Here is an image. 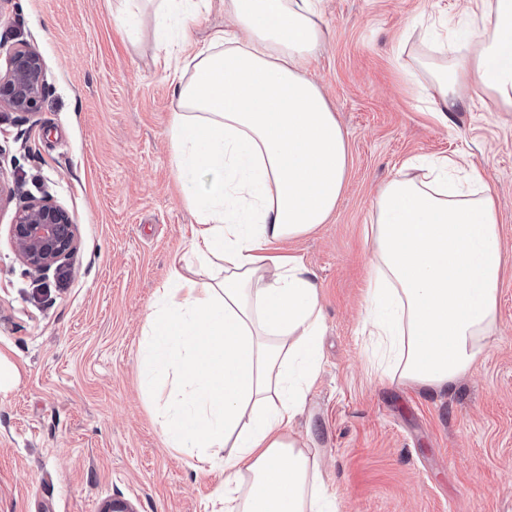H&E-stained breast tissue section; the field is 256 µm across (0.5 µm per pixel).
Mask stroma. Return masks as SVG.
<instances>
[{"mask_svg": "<svg viewBox=\"0 0 512 512\" xmlns=\"http://www.w3.org/2000/svg\"><path fill=\"white\" fill-rule=\"evenodd\" d=\"M118 0H7L0 43L42 56L32 113L0 107V174L17 199L49 196L79 228L64 285L18 261L0 210V512H219L224 461L169 448L140 354L158 288L197 227L170 143L176 57L223 28L217 0L159 48ZM326 40L306 72L346 137L343 192L325 224L279 243L311 272L324 318L322 365L293 430L336 492L337 512H512V111L478 91L440 121L416 58L420 26L464 45L481 0H319ZM451 157L486 180L505 271L498 330L474 372L446 392L380 380L362 326L367 235L378 188L411 159Z\"/></svg>", "mask_w": 512, "mask_h": 512, "instance_id": "obj_1", "label": "stroma"}]
</instances>
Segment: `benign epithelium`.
I'll return each mask as SVG.
<instances>
[{
    "label": "benign epithelium",
    "mask_w": 512,
    "mask_h": 512,
    "mask_svg": "<svg viewBox=\"0 0 512 512\" xmlns=\"http://www.w3.org/2000/svg\"><path fill=\"white\" fill-rule=\"evenodd\" d=\"M47 85L41 55L32 47L7 52L6 69L0 70V105L16 112L39 109ZM9 234L16 255L26 271L44 274L71 264L79 250L74 219L46 197H29L16 207Z\"/></svg>",
    "instance_id": "benign-epithelium-1"
}]
</instances>
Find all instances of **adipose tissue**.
<instances>
[{"mask_svg": "<svg viewBox=\"0 0 512 512\" xmlns=\"http://www.w3.org/2000/svg\"><path fill=\"white\" fill-rule=\"evenodd\" d=\"M182 37L205 0H119ZM317 0H223L234 32L177 60L170 140L198 227L196 268L156 292L140 360L167 443L223 455L224 512H336L315 457L291 434L321 363L322 309L309 271L277 243L325 223L343 191L344 132L302 63L321 47ZM470 48L428 66L439 114L471 84L512 108V0H483ZM378 190L364 325L383 377L440 391L476 368L497 328L503 248L480 175L420 163Z\"/></svg>", "mask_w": 512, "mask_h": 512, "instance_id": "obj_1", "label": "adipose tissue"}]
</instances>
